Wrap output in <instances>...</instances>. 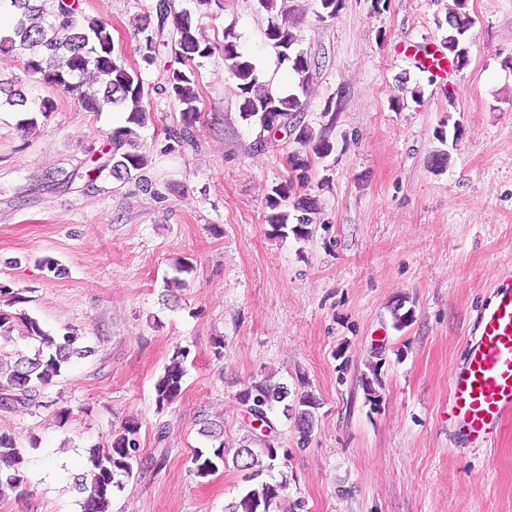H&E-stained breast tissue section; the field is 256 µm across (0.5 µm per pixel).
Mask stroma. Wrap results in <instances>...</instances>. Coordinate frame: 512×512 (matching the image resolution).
Listing matches in <instances>:
<instances>
[{"label":"stroma","instance_id":"stroma-1","mask_svg":"<svg viewBox=\"0 0 512 512\" xmlns=\"http://www.w3.org/2000/svg\"><path fill=\"white\" fill-rule=\"evenodd\" d=\"M154 2L80 0L136 66V27ZM179 3L216 48L194 61V143L172 140L180 107L157 94V69L142 73L149 193L108 175L69 182L120 114L85 111L0 56V83L26 99L0 109V307L54 335L76 332L92 349L57 378L48 406L0 411L27 478L0 512H81L74 459L129 419L141 426L142 462L112 512H224L246 474L230 462L206 478L192 473L194 450L209 446L199 421H221L235 452L253 427L238 395L267 375L318 402L303 448L294 420L271 415L270 436L289 451L273 470L285 485L281 507L301 499L307 512H512V422L481 449L448 424L450 371L498 272L512 266V0H468L469 63L444 80L421 72L405 48L442 47L453 0H388L378 12L372 0H344L326 22L319 0H295L299 47L319 61L302 119L333 142L323 159L242 116L224 67L225 28L260 80L286 77L257 0H226L215 19L193 0ZM46 97L55 112L31 117ZM294 153L311 160L307 192L321 209L304 239L275 236L267 222L268 193ZM441 153L448 163L438 168ZM182 260L193 266L187 285L169 291ZM400 303L414 320L399 331ZM179 346L189 352L183 391L162 408L154 383ZM62 407L72 411L63 425Z\"/></svg>","mask_w":512,"mask_h":512}]
</instances>
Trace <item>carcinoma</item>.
Here are the masks:
<instances>
[{"label": "carcinoma", "instance_id": "carcinoma-1", "mask_svg": "<svg viewBox=\"0 0 512 512\" xmlns=\"http://www.w3.org/2000/svg\"><path fill=\"white\" fill-rule=\"evenodd\" d=\"M16 22L6 35L0 36L1 55H20L26 70L38 77L48 87H61L76 96L87 112H101L106 107H116L124 113L125 125L108 136L110 148L93 160L92 170H73L68 183L86 178L93 182L109 173L114 177L136 175L145 192H152V183L142 171L148 159L135 149L137 129L145 126L150 111L143 98L141 69L132 66L125 54L117 49L102 20L86 15L78 0H10ZM259 7L269 15L266 36L277 51L281 61L297 79V88L306 91L317 73L318 61L308 53L296 49L300 38L293 32L289 16L294 12L291 0H257ZM467 0H454L455 8L448 14V35L443 38L444 48L453 69L460 71L468 63L465 41L475 21L466 12ZM343 0H320L321 11L317 20L334 19L342 8ZM140 35L137 53L148 67H157L162 59V49H169L174 63L165 65L159 72L157 90L177 101L181 106V124L170 131L179 142L195 138V125L200 120L198 77L192 61L206 58L213 53L214 44L199 36L192 25L190 14L179 8L176 0H156L153 5V23L137 28ZM224 62L228 74L238 82L243 95L242 116L255 119L267 131L272 130L270 116L277 115L286 121L284 130L293 141L309 147L323 159L333 151V143L326 133L315 132L301 123L298 115L302 103L295 93L282 96L259 82L254 64L243 59L238 51V37L224 30ZM289 174L272 186L268 196L271 214L268 223L274 234L284 236L291 231L298 238L313 233L318 223L319 207L315 199L301 190L308 187L310 160L294 153L288 156ZM290 203L295 224L288 225L289 214L282 210ZM24 328L22 336L36 345L34 353L16 352L10 362L0 359V409L6 411H32L43 406L46 391L61 376L63 369L75 357L83 356L77 346L79 336L68 332L55 337L45 331L39 322L26 315H12L0 309V333L11 332L15 324ZM189 352L177 349L155 383L156 403L159 407L173 404L182 393L186 375L185 362ZM290 396L288 387L268 376L252 382L239 394V399L250 414L272 427L269 414L278 404L283 412L294 411L299 433V445L305 446L315 425L314 410L317 400L310 394L298 398L295 406L286 404ZM139 422L129 420L112 438L107 448H90L86 452V470L78 483L84 494L82 512H112V497L124 489L125 483L135 476L140 456ZM200 434L211 440L212 451L194 452L191 471L206 478L218 471V463H226L222 425L210 420L200 421ZM246 458L234 454L237 468L253 470L247 480L253 485L227 505L225 512H274L284 485L281 483L255 482L263 471V459L273 466L279 456H288L274 440L259 436L245 440ZM24 483L23 453L13 434L0 430V502L7 499Z\"/></svg>", "mask_w": 512, "mask_h": 512}]
</instances>
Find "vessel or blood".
Segmentation results:
<instances>
[{
    "instance_id": "b4317fda",
    "label": "vessel or blood",
    "mask_w": 512,
    "mask_h": 512,
    "mask_svg": "<svg viewBox=\"0 0 512 512\" xmlns=\"http://www.w3.org/2000/svg\"><path fill=\"white\" fill-rule=\"evenodd\" d=\"M419 69L448 74L446 58L421 53ZM448 415L457 435L475 448L491 447L505 417L512 415V269L498 277L490 304L476 317L462 360L450 374Z\"/></svg>"
}]
</instances>
